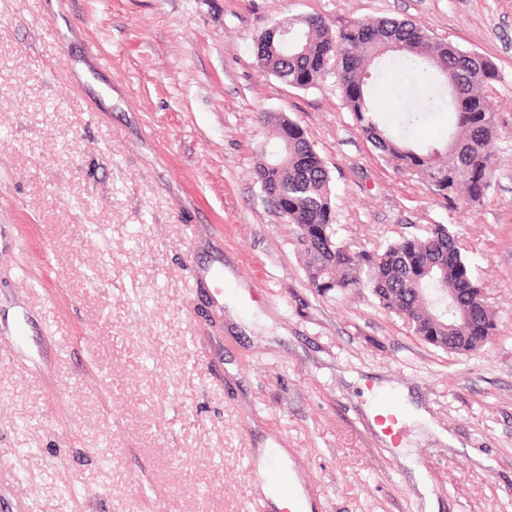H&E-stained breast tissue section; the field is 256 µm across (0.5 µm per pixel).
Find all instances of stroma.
Listing matches in <instances>:
<instances>
[{
	"label": "stroma",
	"mask_w": 512,
	"mask_h": 512,
	"mask_svg": "<svg viewBox=\"0 0 512 512\" xmlns=\"http://www.w3.org/2000/svg\"><path fill=\"white\" fill-rule=\"evenodd\" d=\"M389 17L490 57L481 207L380 159L335 78L253 39ZM299 123L343 239L454 225L499 317L461 357L366 294L313 293L254 170ZM398 383L433 430L377 433ZM284 448L313 512H512V0H0V512H249Z\"/></svg>",
	"instance_id": "1"
}]
</instances>
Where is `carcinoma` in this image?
Masks as SVG:
<instances>
[{"mask_svg": "<svg viewBox=\"0 0 512 512\" xmlns=\"http://www.w3.org/2000/svg\"><path fill=\"white\" fill-rule=\"evenodd\" d=\"M286 27V36L268 28L254 39L262 68L303 90L335 75L345 108L382 159L446 201L461 196L471 207L482 203L493 180L489 144L497 131L487 94L496 77L490 58L439 40L412 21L380 18L334 32L318 17L298 16ZM387 57L400 112L396 130L379 121L369 90L371 69ZM448 74L456 88L446 98L438 80ZM445 106L455 128L448 141L417 142V130ZM265 120L276 129L280 150L259 163L255 177L272 205L288 198L284 218L305 257L309 287L320 296L363 288L376 307L407 317L415 335L428 344L452 353L480 351L495 335L497 314L473 305L482 288L453 226L431 224L376 249H356L340 236L329 171L304 129L283 113H270ZM448 288L459 289V306L468 311V320L448 322V300L440 298Z\"/></svg>", "mask_w": 512, "mask_h": 512, "instance_id": "carcinoma-1", "label": "carcinoma"}]
</instances>
